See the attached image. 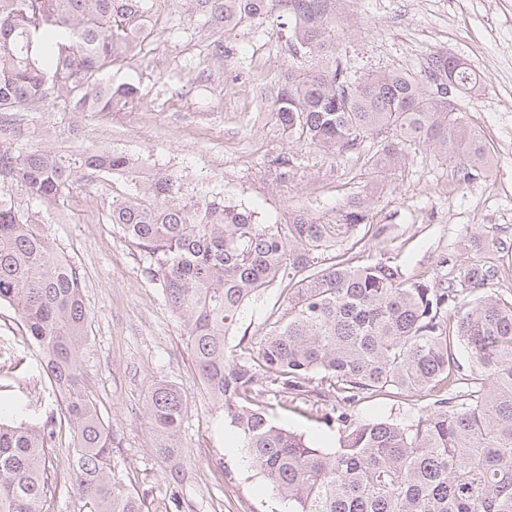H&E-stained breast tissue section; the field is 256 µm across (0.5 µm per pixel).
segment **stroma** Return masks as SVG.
Listing matches in <instances>:
<instances>
[{"mask_svg": "<svg viewBox=\"0 0 512 512\" xmlns=\"http://www.w3.org/2000/svg\"><path fill=\"white\" fill-rule=\"evenodd\" d=\"M331 34L348 70L419 72L430 52L446 50L480 75L479 89L458 109L490 147L483 175L462 181L453 163L432 147H406L401 165L386 174L370 206V226L341 254L349 265L391 261L404 277L464 288L473 264L494 267L486 294L512 301V0H337ZM152 34L139 52L112 68L113 85L138 91L133 105L109 114L74 112L66 93L21 112L0 149H45L75 154L117 149L138 156L153 173L180 177L190 194H218L259 208L267 222L297 207L310 216L333 215L347 197L365 194L373 178L375 140L359 153L332 159L291 138L274 111L285 75L307 72L311 60L290 57L276 12L245 18L232 32L196 0H154ZM288 154L279 176L268 162ZM111 180L78 181L63 202L35 220L57 251L77 268L90 311V340L81 373L100 414L119 441L114 456L145 512H287L264 478L231 449L224 412L200 391L182 319L142 272L145 257L112 223ZM282 300L270 286L244 311L229 339L263 335ZM169 381L189 405L179 436L181 483L169 484L166 465L152 452L143 414L149 386ZM275 419L318 446L335 447L337 428L320 421L315 406L286 410L260 392ZM0 402L16 404L37 422L57 396L43 374L20 319L0 305ZM425 401L412 394H380L354 404L359 421L411 423ZM72 446L66 420L55 424L48 451L54 492L47 512H81L63 458Z\"/></svg>", "mask_w": 512, "mask_h": 512, "instance_id": "35a3bbf8", "label": "stroma"}]
</instances>
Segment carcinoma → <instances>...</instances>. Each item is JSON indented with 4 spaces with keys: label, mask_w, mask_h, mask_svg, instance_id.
Returning <instances> with one entry per match:
<instances>
[{
    "label": "carcinoma",
    "mask_w": 512,
    "mask_h": 512,
    "mask_svg": "<svg viewBox=\"0 0 512 512\" xmlns=\"http://www.w3.org/2000/svg\"><path fill=\"white\" fill-rule=\"evenodd\" d=\"M205 2L227 31L269 12V0ZM279 2L291 56L314 60L308 72L284 79L274 101L298 143L339 158L379 137L377 173L395 168L406 145L422 143L453 161L465 181L485 172L486 146L456 107L480 84L467 63L438 50L417 73L356 78L331 41L336 0ZM152 7V0H0V130L59 91L75 112L109 113L134 99L133 86L114 87L104 72L150 36ZM142 166L115 150L63 157L0 149V176L42 206L57 205L77 172L119 184L112 223L145 255L144 274L186 323L204 394L288 512H512V301L412 282L387 260L348 265L339 250L368 224V195L348 197L327 221L293 209L268 224L253 207L185 193L171 173L144 180ZM494 276L475 264L465 281L482 288ZM274 283L282 315L263 335L229 348L246 307ZM2 303L18 314L60 404L43 422L0 418V512H45L46 455L59 416L72 429L66 468L83 512H144L111 465L116 438L82 378L90 313L80 275L4 193ZM314 373L327 390L311 389ZM261 388L322 405V423L342 430L339 446L327 451L279 425L255 403ZM391 391L427 400L423 414L408 425L351 418L352 404ZM187 409L176 385L148 388L153 452L176 484Z\"/></svg>",
    "instance_id": "1"
}]
</instances>
